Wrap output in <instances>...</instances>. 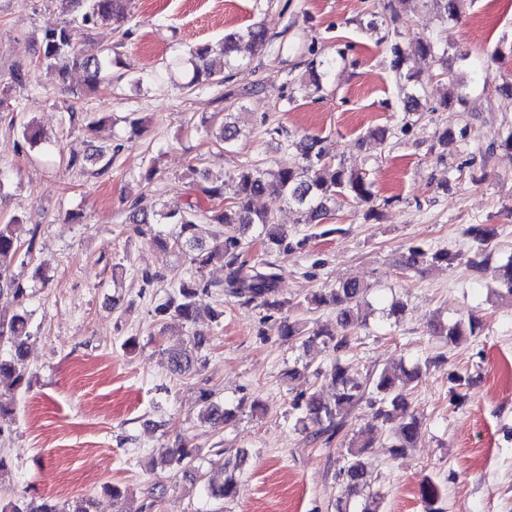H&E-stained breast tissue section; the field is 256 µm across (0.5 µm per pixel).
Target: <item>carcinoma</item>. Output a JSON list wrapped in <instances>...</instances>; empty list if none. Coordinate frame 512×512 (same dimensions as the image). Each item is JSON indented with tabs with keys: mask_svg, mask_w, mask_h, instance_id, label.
Returning <instances> with one entry per match:
<instances>
[{
	"mask_svg": "<svg viewBox=\"0 0 512 512\" xmlns=\"http://www.w3.org/2000/svg\"><path fill=\"white\" fill-rule=\"evenodd\" d=\"M64 13L70 19L43 33L40 59L54 68L61 80H66L69 72L80 68L86 78L82 92L97 89L104 81L112 80L114 69L123 65L119 52L114 47L85 53L75 51L79 37H89L90 32L100 25L121 23L127 19L130 0H60ZM439 17L445 21L461 18L464 0H430ZM255 52L264 48L267 33L259 25L224 36L213 45L200 43L189 56L179 64L190 69L186 88L201 90L205 87L224 83V66L237 60L234 53L240 43ZM448 53V43L437 35H425L417 39L414 54L421 57L443 56ZM307 65L311 82L321 88L336 61L317 57ZM410 55L399 46L393 47L392 69L405 81L407 102L417 99L416 74L405 70L409 66ZM292 159L277 164L276 168L261 170L246 168L228 183L223 178L209 175L192 179V189L210 200L227 199L222 208L202 211L196 202H188L174 209L162 205L150 213L129 206V223L137 226V232L151 235V241L166 250L177 248L188 256L191 265L189 275L181 277L174 284V290L154 308V317L165 320L169 317L193 326L201 319L196 298L201 292L219 286L224 293L243 304H254L266 311L268 316L281 313L289 301L280 297V265L267 260H253L248 257L244 243L245 234L254 226L261 228L270 248L284 254L304 241L295 243L288 240V229L275 223L268 213L254 207V200L268 192L283 196L302 214L306 224H322L332 215V205L344 198L358 204H369L374 197L372 183L365 173L335 162L317 137L304 136L288 144ZM230 197H225L226 191ZM160 224H174L176 235L167 237L158 229ZM236 224L240 233L224 236L215 226ZM34 238L23 240L19 219L13 217L7 224H0V290L9 289L20 302L28 299V287L15 274L18 261L32 256ZM458 255L445 249H430L413 246L408 249L402 266L406 270L417 271L423 265H452ZM214 263L224 266V281L216 285L204 277V271ZM499 288L494 294L512 299V259L497 269ZM370 286L347 279L334 288H328L307 299L314 309L333 307L341 334L333 335L322 327L309 328L306 323L288 317L280 322L279 336L290 341L297 336L307 343L318 341L332 346L335 358L324 368L315 370L316 377H322L334 388V399L323 400L318 393L301 391L294 398L292 409L298 412V422L309 437L324 439L329 444L346 427L347 419L368 402L373 419L389 428L392 437V452L403 455L409 448L417 447L422 437V423L417 414L409 410L408 397L422 374V367L437 366L444 362L438 354L425 360L424 366L410 369L400 367L399 372L382 370L368 375L364 380L350 374V367L342 363V356L351 347L356 329L362 325L359 308L366 302ZM480 323L470 317L457 320L450 325L434 326V335L444 338L446 343L456 346L476 336ZM32 337L30 318L27 311L13 314L9 319H0V340L11 347L10 357L0 358V392H14L29 384L24 367L27 341ZM211 339L205 333L195 331L188 345L179 349L167 350V364L171 371L185 374L199 361L198 354L208 349ZM198 402L200 417L215 428H224L235 418L236 413L214 399L209 390H201ZM369 444L352 437L348 442L344 462L340 468L343 483V497L337 505V512H347L353 498L363 494L369 487L367 469L363 453ZM201 452L198 448L177 442L162 454L161 467L182 474V477L202 484L206 495L214 500L234 499L239 496L241 481L237 471L241 470L244 457L226 456L224 450L215 451V458L209 460L210 470H202ZM151 462V465L158 464ZM425 512H441L437 503L441 499L439 486L429 477L423 478L417 489ZM93 499L78 498L70 503H61L52 496L32 499L23 506L10 505L0 508V512H93Z\"/></svg>",
	"mask_w": 512,
	"mask_h": 512,
	"instance_id": "obj_1",
	"label": "carcinoma"
}]
</instances>
